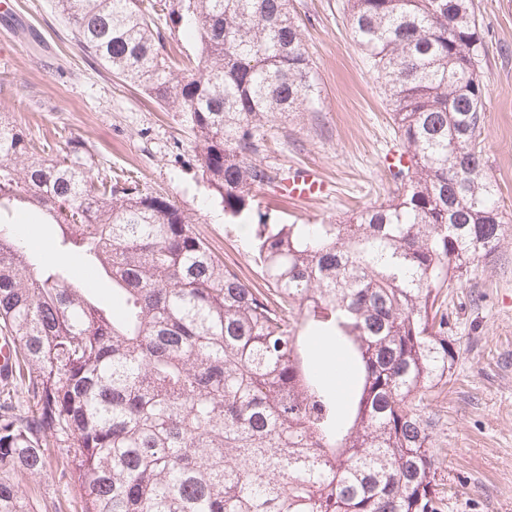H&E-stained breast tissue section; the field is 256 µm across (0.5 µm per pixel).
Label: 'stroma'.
Returning <instances> with one entry per match:
<instances>
[{
    "mask_svg": "<svg viewBox=\"0 0 512 512\" xmlns=\"http://www.w3.org/2000/svg\"><path fill=\"white\" fill-rule=\"evenodd\" d=\"M0 15V113L28 136L63 149L59 131L85 142L99 169L137 178L187 211L194 229L224 263L255 288L265 287L243 239L202 177L184 116L161 108L139 88L92 63L54 0H11ZM348 0H291L319 90L304 112L276 118L257 156L269 175L258 191L281 223L332 224L393 192L386 156L402 149L391 108L365 55L355 46ZM484 52L486 124L482 143L506 221L512 223V0H473ZM317 168L329 195L299 202L281 190L293 167ZM461 347L456 381L430 408L444 488L441 512H512V237L468 280L445 289ZM35 512L54 501L76 503L78 486L58 466L20 476Z\"/></svg>",
    "mask_w": 512,
    "mask_h": 512,
    "instance_id": "1",
    "label": "stroma"
}]
</instances>
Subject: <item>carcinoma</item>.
Returning a JSON list of instances; mask_svg holds the SVG:
<instances>
[{
  "label": "carcinoma",
  "mask_w": 512,
  "mask_h": 512,
  "mask_svg": "<svg viewBox=\"0 0 512 512\" xmlns=\"http://www.w3.org/2000/svg\"><path fill=\"white\" fill-rule=\"evenodd\" d=\"M57 5L88 58L183 113L224 214L256 221L267 287L85 143L44 156L0 116V212L39 207L112 281L108 305L0 223V512H32L16 476L59 454L80 512H439L425 401L460 356L440 298L512 234L480 147L472 0H349L408 161L395 195L334 224H272L256 191L265 126L318 93L290 0ZM160 11L195 56L164 54ZM337 357L358 374L344 399L317 365Z\"/></svg>",
  "instance_id": "1"
}]
</instances>
